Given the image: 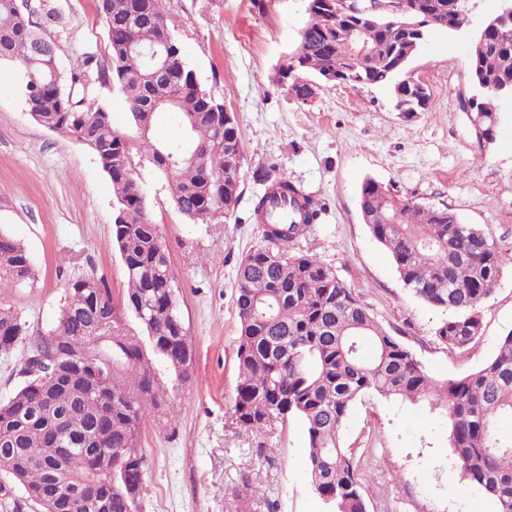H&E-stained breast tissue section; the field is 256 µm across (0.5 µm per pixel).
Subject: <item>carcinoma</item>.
Wrapping results in <instances>:
<instances>
[{"instance_id": "carcinoma-1", "label": "carcinoma", "mask_w": 512, "mask_h": 512, "mask_svg": "<svg viewBox=\"0 0 512 512\" xmlns=\"http://www.w3.org/2000/svg\"><path fill=\"white\" fill-rule=\"evenodd\" d=\"M429 20L383 8L366 16L336 17V23L310 19L300 32L291 88H305L301 73L325 75L346 85L391 88L398 112L425 109L408 71L431 30L454 33L468 21V0H417ZM18 0H0V61L12 59L32 77L36 122L64 135L84 126L112 158L106 173L112 183L116 217L112 242L127 276L121 306L102 280L68 284L69 302L58 325L34 342L23 361L27 380L11 398L0 401V474L21 484L27 498L50 512L42 499L49 473L66 477L57 487L68 499L72 484L97 480L109 494L112 512H134L136 498L126 478L143 485L145 457L138 433L159 407L153 367L138 340L94 345L93 335L108 320L121 327L133 311L153 351L180 378L186 376L181 351L187 339L177 299H165L174 284L171 261L155 224L148 198L135 176L134 158L155 168L170 189L177 211L193 223L211 224L234 211L241 186L244 148L238 124H223L224 102L204 89L183 57L153 74L146 48L164 38L170 22L159 0H98L105 21L109 65L103 81L117 87L129 110L133 133L116 130L106 107L85 95L67 92L82 67L54 71L57 49L43 40ZM364 28L371 53L356 66L347 63L355 45L350 35ZM474 84L486 89L471 123L495 140V100L512 92V21L495 13L469 51ZM176 114L181 136L159 141L152 135L155 115ZM280 201L301 214L300 224L261 225V244L241 256L235 272L234 304L239 323L236 360L239 380L233 416L244 430L275 429L289 420L307 433L305 461L309 485L322 512H368L359 460L343 446L342 431L360 400L377 396L429 403L448 419V447L467 484L491 497L498 512H512V436L500 432L512 420V331L496 353L472 373L443 381L429 375L412 351L390 334L361 303L336 270L295 241L317 220L321 205L282 176ZM226 198L220 207L215 198ZM360 211L373 238L392 256L410 293L422 304L451 313L438 324L439 342L465 348L481 331L480 310L502 269L512 261L483 230L463 224L447 206H416V200L368 179L359 193ZM36 272L24 245L0 236V288L34 280ZM26 339L25 324L0 308V353ZM91 433L106 462L94 472L91 458L76 451L51 459L48 438Z\"/></svg>"}]
</instances>
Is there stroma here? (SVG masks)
Returning <instances> with one entry per match:
<instances>
[{"label":"stroma","mask_w":512,"mask_h":512,"mask_svg":"<svg viewBox=\"0 0 512 512\" xmlns=\"http://www.w3.org/2000/svg\"><path fill=\"white\" fill-rule=\"evenodd\" d=\"M186 63L236 118L244 146L234 212L195 224L173 206L152 165L138 166L166 245L178 310L190 347L185 378L153 358L163 392L143 425L148 463L137 512H321L305 474L300 421L250 431L233 417L238 371L234 305L238 259L261 242L254 202L266 188L257 172L285 174L324 210L299 246L333 266L376 320L397 336L435 379L478 369L512 331V266H505L480 312L481 333L467 347L441 344L444 319L405 288L390 254L370 234L359 207L369 178L427 205H446L512 254V97L497 102L496 139L479 144L458 104L470 89L468 52L499 0H469L467 25L430 33L410 72L430 94L425 110L402 116L389 88L314 78L308 100L278 81L308 15L304 0H161ZM31 21L55 42L62 70L85 56L108 58L94 0H30ZM81 80L128 131L123 96L100 82L95 66ZM111 181L74 138L26 112L12 71L0 69V235L21 241L34 281L0 288V307L25 322L29 338L53 330L75 279H101L122 301L126 274L112 244ZM345 447L367 477L368 512H497L495 502L462 481L448 448V423L428 404L368 398L352 409ZM275 445L265 460L258 449Z\"/></svg>","instance_id":"stroma-1"}]
</instances>
